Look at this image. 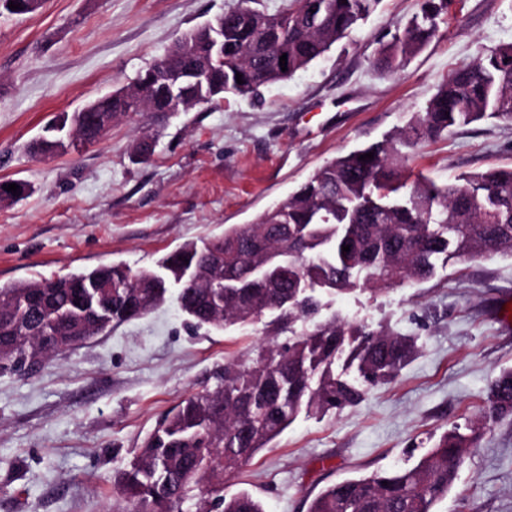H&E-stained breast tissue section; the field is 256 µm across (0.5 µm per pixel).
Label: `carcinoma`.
<instances>
[{"instance_id": "obj_1", "label": "carcinoma", "mask_w": 512, "mask_h": 512, "mask_svg": "<svg viewBox=\"0 0 512 512\" xmlns=\"http://www.w3.org/2000/svg\"><path fill=\"white\" fill-rule=\"evenodd\" d=\"M379 2L290 0L271 16L246 0L224 11V60L211 57L205 27L166 56L181 65L191 60L207 74L200 88L181 86L190 109L227 95L254 99L322 57ZM447 16L448 0H423L420 13L396 27L372 64L398 71L439 36ZM284 53L285 71L279 65ZM150 74L148 68L112 93L113 118L164 112L168 84L145 85ZM488 119L512 125V43L452 69L405 128L319 167L252 224L185 242L153 268L115 262L0 287V368L21 371L45 343L57 355L96 335L99 309L86 299L93 280L112 285L114 326L151 313L172 290L196 326L224 330L273 317L269 335L288 330L292 341L281 346L271 339L248 361L226 360L216 386L175 405L116 482L117 496L132 512H181L191 497L198 512H265L258 497L226 495L224 484L299 413L326 415L358 404L416 354L411 338L386 327L321 317L316 291L342 294L362 281L380 292L426 281L441 258H512L511 167L466 173L444 186L407 174L409 156L421 144ZM35 150L54 156L65 144L38 138ZM369 152L373 159H359ZM344 245L350 251H342ZM341 358L358 379L336 372ZM509 416L512 371L506 370L492 382L479 422ZM479 439L473 425L456 424L430 437L412 465L330 484L307 512H434Z\"/></svg>"}]
</instances>
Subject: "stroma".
<instances>
[{"label": "stroma", "mask_w": 512, "mask_h": 512, "mask_svg": "<svg viewBox=\"0 0 512 512\" xmlns=\"http://www.w3.org/2000/svg\"><path fill=\"white\" fill-rule=\"evenodd\" d=\"M235 0H45L0 15V181L29 194L0 206V287L101 264L152 266L187 240L254 222L336 156L381 140L422 111L448 71L512 42V0H451L439 38L400 72L372 65L389 26L421 0L377 10L307 70L254 100L226 97L157 121L113 123L94 146L55 158L28 143L46 124L133 80L175 40ZM150 161L134 157L143 135ZM512 167V126L494 120L422 144L408 168L440 184ZM512 258L439 261L422 283L323 296L322 316L389 326L419 352L394 380L337 415H299L228 483L266 512H306L342 478L412 464L422 443L476 419L512 370L496 308ZM264 323L191 327L176 300L26 374L0 370V512H108L115 476L179 400L214 388ZM436 512H512V417L489 424Z\"/></svg>", "instance_id": "obj_1"}]
</instances>
